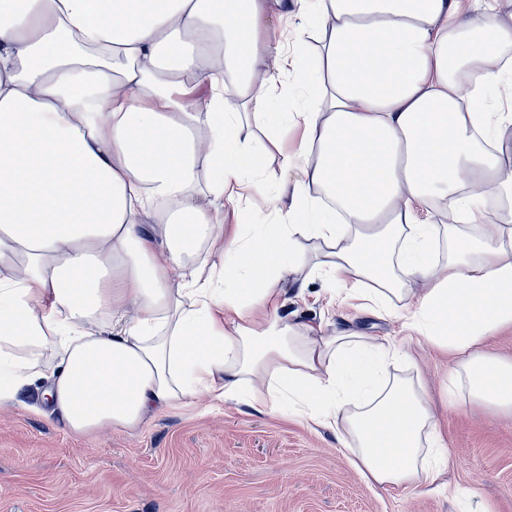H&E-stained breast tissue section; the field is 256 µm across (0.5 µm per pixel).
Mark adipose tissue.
Returning a JSON list of instances; mask_svg holds the SVG:
<instances>
[{"mask_svg":"<svg viewBox=\"0 0 512 512\" xmlns=\"http://www.w3.org/2000/svg\"><path fill=\"white\" fill-rule=\"evenodd\" d=\"M499 10L0 0V407L37 382L93 438L239 401L333 430L367 482H442L436 413L389 371L406 351L279 309L320 281L451 351L450 401L512 410V362L482 350L512 327Z\"/></svg>","mask_w":512,"mask_h":512,"instance_id":"ef3b65f1","label":"adipose tissue"}]
</instances>
